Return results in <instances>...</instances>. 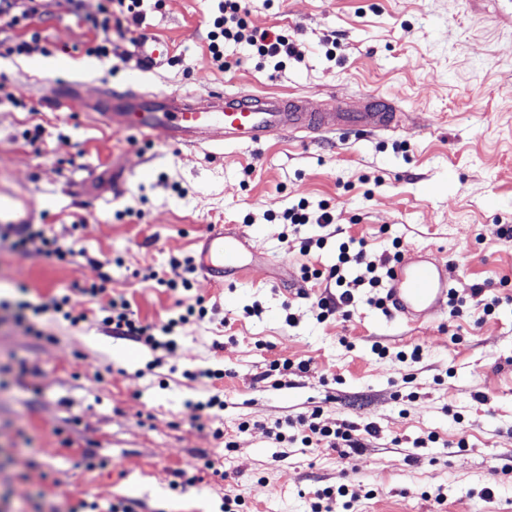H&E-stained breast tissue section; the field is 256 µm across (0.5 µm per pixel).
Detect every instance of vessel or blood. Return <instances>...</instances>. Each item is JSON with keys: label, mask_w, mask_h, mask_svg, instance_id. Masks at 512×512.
<instances>
[{"label": "vessel or blood", "mask_w": 512, "mask_h": 512, "mask_svg": "<svg viewBox=\"0 0 512 512\" xmlns=\"http://www.w3.org/2000/svg\"><path fill=\"white\" fill-rule=\"evenodd\" d=\"M140 71L164 68L171 60L170 46L144 36L134 45ZM107 127L119 134L144 135L163 129L168 144L202 147L213 141H232L254 146L284 135L364 136L396 130L403 119L394 100L374 94L364 97L361 109L337 103L333 110L312 112L301 96L288 97L237 90L204 96L178 92L144 94L137 80L123 90L107 89L86 103ZM243 235L213 225L201 240L198 267L216 287L243 278L248 270ZM448 280L442 265L422 251L411 250L394 266L387 292L391 317L423 321L434 318L448 297Z\"/></svg>", "instance_id": "b4317fda"}]
</instances>
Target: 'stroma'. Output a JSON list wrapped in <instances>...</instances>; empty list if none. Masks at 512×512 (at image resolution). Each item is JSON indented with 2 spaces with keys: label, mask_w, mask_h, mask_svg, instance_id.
I'll list each match as a JSON object with an SVG mask.
<instances>
[{
  "label": "stroma",
  "mask_w": 512,
  "mask_h": 512,
  "mask_svg": "<svg viewBox=\"0 0 512 512\" xmlns=\"http://www.w3.org/2000/svg\"><path fill=\"white\" fill-rule=\"evenodd\" d=\"M219 4L147 6L142 26L173 62L142 74V90L293 93L315 109L374 93L410 118L372 137L174 148L163 131L118 135L50 106L57 83L87 101L126 85L125 39L86 66L107 0H47L0 28V200L72 249L60 259L0 239V512H69L82 499L222 512L238 495L240 512H311L316 492L341 487L347 512H512V238L499 233L512 225V0H247L252 26L294 41L280 65L233 44L214 64ZM35 32L40 50L9 53ZM45 57L60 67H36ZM302 200L313 215L328 204L335 233L290 232L282 214ZM212 224L246 235L253 258L221 288L183 265ZM351 238L374 257L396 239L433 255L462 315L445 305L434 321H398L363 285L349 313L318 321L326 283L304 270L329 271ZM94 284L104 294L84 295ZM476 284L500 299L491 315ZM54 295L85 320L16 323L20 303ZM112 298L156 326L182 304L207 314L178 328L171 354L105 325ZM206 368L223 378L199 377ZM215 394L220 439L195 408ZM311 415L356 425L361 447L269 433Z\"/></svg>",
  "instance_id": "35a3bbf8"
}]
</instances>
